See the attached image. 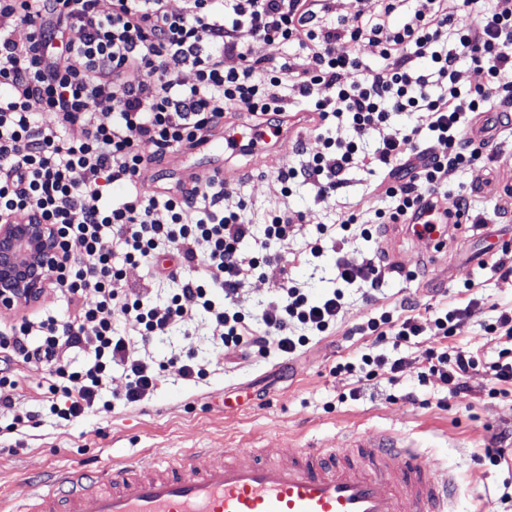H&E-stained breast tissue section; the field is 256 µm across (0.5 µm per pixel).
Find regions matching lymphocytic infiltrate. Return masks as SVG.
<instances>
[{"instance_id":"obj_1","label":"lymphocytic infiltrate","mask_w":512,"mask_h":512,"mask_svg":"<svg viewBox=\"0 0 512 512\" xmlns=\"http://www.w3.org/2000/svg\"><path fill=\"white\" fill-rule=\"evenodd\" d=\"M381 2L379 18L356 9L328 23L329 0H185L179 12L169 11L166 0H0V223L34 215L54 225L61 261L52 285L71 306L62 323L46 312L0 329V388H21L18 367L27 365L40 374L38 388L51 412L72 422L95 409L113 367L129 379L128 404L148 398L162 380L114 318L131 324L146 343L203 314L225 357L270 351L290 357L311 337L335 330L344 286L382 287L385 271L375 259L340 260L338 286L321 300L283 282L279 303L253 318L238 299L243 278L274 262L271 246L295 231L294 214L272 211L255 230L242 210L226 208L229 187L216 179L204 194L182 187L158 197L133 192L145 168L225 130L230 113L271 125L284 117L294 93L313 98L321 125L344 121L359 137L378 135L370 152L357 141L318 135L306 161L278 173L284 193L311 184L324 199L352 165L383 170L378 188L392 208L377 212L373 223L348 216L341 231L356 227L368 240L375 224L406 223L421 205L483 223L471 196L451 194L448 187L488 148L472 137L473 114L491 101L500 124H512V0H495L480 17L472 14L471 0ZM20 25L27 29L22 39L15 35ZM243 26L264 44V55L244 52L237 40ZM73 31L78 39H70ZM343 41L350 52H339ZM365 43L377 47L378 66L364 67L359 49ZM294 44L312 49L308 68L299 72L285 54ZM228 55L239 56L241 66L225 68ZM423 58L431 60L430 71L419 68ZM463 58L484 70L485 84L463 83L457 68ZM186 69L193 83L182 81ZM358 70L362 80L347 82V74ZM132 71L139 80H128ZM290 72L296 79L287 91L282 77ZM433 85L439 95L430 94ZM318 86L328 97L314 99ZM102 100L111 101V111L97 110ZM44 112L53 114V126L41 122ZM396 112L418 113L420 122L404 133L391 129ZM75 125L84 130L78 140L66 136ZM426 132L446 143L447 152L405 157L404 145ZM115 184L131 192L123 203L105 206ZM110 238L121 244L122 262L106 247ZM248 240L254 243L249 252L242 248ZM125 262L155 264L159 278L175 282L165 307L146 294L127 298ZM195 263L208 276H183V268ZM400 308L401 315L385 311L359 325L357 334L371 337L370 346L358 363L336 364L334 374L355 372L367 381L397 374L402 359L384 354L382 345L390 339L408 344L428 331L433 343L420 357L429 376L451 393H466V376L483 367L489 397L512 395V308L500 310L488 327L498 343L488 365L477 353L446 344L465 326L467 308L440 309L425 319L412 302ZM88 323L95 326L90 336ZM74 351L90 355V362L73 367Z\"/></svg>"}]
</instances>
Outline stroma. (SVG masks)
<instances>
[{
	"label": "stroma",
	"instance_id": "stroma-1",
	"mask_svg": "<svg viewBox=\"0 0 512 512\" xmlns=\"http://www.w3.org/2000/svg\"><path fill=\"white\" fill-rule=\"evenodd\" d=\"M497 139L500 151L494 161L466 167L452 185L453 191L470 194L477 212L495 223L489 229L465 232L463 239L449 242L441 253L416 238L389 245L384 234L367 241L353 232L339 242L328 239L322 256L312 257L308 243L316 237L318 225L339 224L351 212L370 221L376 210L386 208V200L375 190L382 172L353 167L342 186L325 200L311 185L295 186L291 195H283L279 170L299 165L301 147L315 145L313 133L303 128L271 160L232 155L229 165L237 175L229 180L233 190L229 202H244L250 223L264 224L271 211L282 207L301 218L299 231L272 245L277 263L246 278L240 299L252 314H261L278 301L285 276L310 299L329 293L340 259L380 258L386 267L382 288L373 291L363 282L346 286V307L335 332L312 338L291 361L257 354L231 367L208 337L205 318L175 326L147 347L153 364L166 367L162 384L151 396L135 406L118 401L126 378L121 368H114L103 392L109 410L91 412L68 424L58 423L47 403L40 401L38 373L20 367L23 388L1 389L0 397L39 411L42 423L22 435L0 434V512L28 504L35 483L51 480L65 467L93 470L157 449L175 457L194 448L206 449L208 460L220 464L228 448H245L258 458L266 449L285 451L298 444L342 449L351 433L368 431L401 436L448 468L458 486L456 512H506L501 497L512 495V399L486 395V372L471 373L469 392L460 396L434 379H423L418 347L428 344L425 336L416 346L384 344L390 357L406 360L397 375L360 381L332 372L337 362L356 359L371 342L370 337L351 335V328L398 307L405 298L416 303L424 318L445 306H469L463 331L449 343L477 351L483 362L496 360L498 346L487 327L500 310L512 307V276H502L485 259L490 244L512 239V205L498 197L501 178L512 175V137L503 131ZM186 168L199 172L197 189L206 193L208 180L202 175L201 156L194 151L149 166L137 188L145 196L163 192ZM123 270L128 296L146 292L155 305H166L172 286L156 280L149 264H127ZM188 349L205 364L204 378L184 379L178 366L170 364L174 353ZM499 433L505 436L500 443L502 463L479 465L477 455Z\"/></svg>",
	"mask_w": 512,
	"mask_h": 512
}]
</instances>
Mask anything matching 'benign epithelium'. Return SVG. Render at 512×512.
Segmentation results:
<instances>
[{
  "instance_id": "7a95c632",
  "label": "benign epithelium",
  "mask_w": 512,
  "mask_h": 512,
  "mask_svg": "<svg viewBox=\"0 0 512 512\" xmlns=\"http://www.w3.org/2000/svg\"><path fill=\"white\" fill-rule=\"evenodd\" d=\"M59 262L54 225L30 216L0 224V309L40 302Z\"/></svg>"
}]
</instances>
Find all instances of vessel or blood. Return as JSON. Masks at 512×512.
Instances as JSON below:
<instances>
[{
	"instance_id": "obj_1",
	"label": "vessel or blood",
	"mask_w": 512,
	"mask_h": 512,
	"mask_svg": "<svg viewBox=\"0 0 512 512\" xmlns=\"http://www.w3.org/2000/svg\"><path fill=\"white\" fill-rule=\"evenodd\" d=\"M292 135L289 125L252 127L245 152L265 159ZM224 465L204 449L175 459L131 457L76 484L62 474L27 512H451L453 479L434 458L388 433L355 435L346 451L290 449L247 460L226 449Z\"/></svg>"
}]
</instances>
